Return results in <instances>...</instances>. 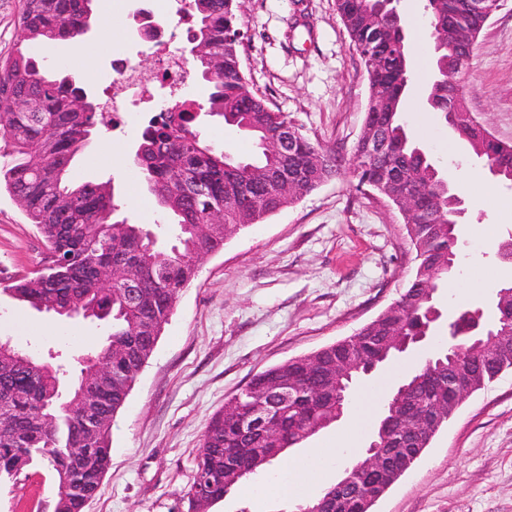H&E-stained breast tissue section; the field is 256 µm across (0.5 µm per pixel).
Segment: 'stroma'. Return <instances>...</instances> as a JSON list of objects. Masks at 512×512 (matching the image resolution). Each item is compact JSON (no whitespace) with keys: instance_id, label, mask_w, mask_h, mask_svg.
Returning <instances> with one entry per match:
<instances>
[{"instance_id":"stroma-1","label":"stroma","mask_w":512,"mask_h":512,"mask_svg":"<svg viewBox=\"0 0 512 512\" xmlns=\"http://www.w3.org/2000/svg\"><path fill=\"white\" fill-rule=\"evenodd\" d=\"M244 23L242 69L267 104L299 124L323 148L351 151L363 123L368 76L336 13L335 0H239ZM153 0H95L106 10L111 36L95 32L79 47L37 49L48 67L88 75L94 97L112 76L109 49L152 72L155 59L127 18ZM412 77L403 112L412 138L450 180L462 187L465 213L457 226L456 287L482 285L468 306H490L512 266L499 258L512 240V191L493 182L427 103L433 39L425 0H396ZM102 56L84 72L81 62ZM463 79L467 107L497 139L512 143V0H504L479 38ZM148 113L126 126L99 128L77 161L80 179L112 181L123 216L141 224L167 218L131 157ZM216 149L253 157V140L222 118L200 115ZM480 174L481 186L470 183ZM351 174L332 178L265 223L238 231L223 250L203 257L181 292L148 363L112 422L111 465L85 512H177L195 474L206 427L252 376L288 358L353 335L405 288L415 252L396 208L355 188ZM490 197L480 200L481 187ZM41 234L20 205L0 194V277L44 263ZM106 328L86 320L45 316L0 292V336L47 355L64 351L77 371ZM272 472L245 478L209 512H279L260 495ZM57 485L48 465L16 485L0 487V512H54ZM371 512H512V371L475 392L430 446L371 508Z\"/></svg>"}]
</instances>
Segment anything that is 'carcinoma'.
<instances>
[{
    "label": "carcinoma",
    "instance_id": "obj_1",
    "mask_svg": "<svg viewBox=\"0 0 512 512\" xmlns=\"http://www.w3.org/2000/svg\"><path fill=\"white\" fill-rule=\"evenodd\" d=\"M92 2L22 0L17 50L0 56V191L19 203L28 223L39 228L57 253L51 265L0 278V290L36 311H93L94 319L109 326L105 339L88 349L76 380L31 351L17 355L0 350V483H10L45 462L57 478L55 512H83L85 503L98 494L110 462L112 421L152 356L179 293L195 278L198 260L222 250L237 231L292 205L270 193L272 178L295 170L304 190L348 171L359 183L380 182L391 202L417 194L434 215L428 224L403 218L416 266L404 289L407 300L399 308L383 310L355 339L336 341L259 372L233 397L246 414L267 387L292 382L286 400L275 404V436L245 431L237 416L215 413L196 463V472L211 476L213 504L241 479L261 475L280 454L336 421L349 404L336 399L337 363L380 366L383 342L431 335L430 297L448 282L459 253L455 213L461 195L407 133L402 96L410 64L404 28L377 20L375 0H336L339 18L363 65L374 68L368 97L376 101L378 127L393 144L390 155L372 160L356 146L347 157L304 134L295 155L285 158L277 134L288 117L258 96L240 66L243 36L237 0H189L191 37L211 46L218 58L215 67L207 57L197 59L212 84L209 113L253 137L259 156L238 159L208 144L196 127L200 105L194 101L180 112L153 113L133 164L171 219L174 244L160 248L150 225L120 217L112 182L73 177L76 158L105 124L104 117L97 108L75 111L80 93L88 90L85 81L48 74L32 51L42 43L81 42L91 25ZM458 2L426 0L432 32L446 27L450 33L448 44L435 46L431 107L494 177L512 182V145L478 137L465 121L452 120V115L467 111V91L463 85L446 86L442 73L467 56L469 44L488 22L485 13L463 12ZM178 173L185 184L175 182ZM230 181L246 184L253 203H229L224 187ZM198 183L206 187L205 193L193 191ZM205 223L210 224L209 233L197 234L195 226ZM114 266L127 268L139 283L135 297L103 278ZM465 312L460 309L453 321V334L460 335L456 345L431 353L401 382L410 387L406 400L396 407L390 398L384 407L374 438L404 442L400 448L380 449L390 459V468L363 472L359 489L338 503L337 512H368L394 480L395 468L430 445L423 422L435 416L436 409L453 404L461 386L491 381L495 367L485 361L489 351L512 363V329L505 336L472 338L466 333Z\"/></svg>",
    "mask_w": 512,
    "mask_h": 512
}]
</instances>
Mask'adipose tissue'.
Here are the masks:
<instances>
[{"mask_svg":"<svg viewBox=\"0 0 512 512\" xmlns=\"http://www.w3.org/2000/svg\"><path fill=\"white\" fill-rule=\"evenodd\" d=\"M373 410L370 395H363L350 414L349 427L338 434L331 445L312 449L309 456L303 459L279 458L275 467L276 477L266 487V494L283 500L312 494L323 482L324 461L336 459L358 447V430L370 420Z\"/></svg>","mask_w":512,"mask_h":512,"instance_id":"1","label":"adipose tissue"}]
</instances>
